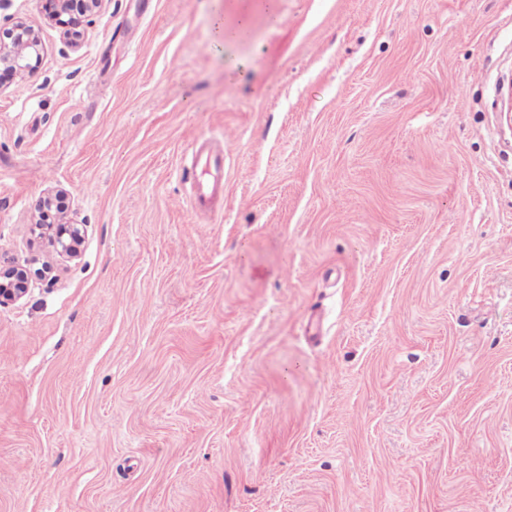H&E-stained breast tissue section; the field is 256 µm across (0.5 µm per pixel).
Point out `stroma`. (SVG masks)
I'll list each match as a JSON object with an SVG mask.
<instances>
[{
  "label": "stroma",
  "instance_id": "1",
  "mask_svg": "<svg viewBox=\"0 0 512 512\" xmlns=\"http://www.w3.org/2000/svg\"><path fill=\"white\" fill-rule=\"evenodd\" d=\"M19 20L0 512H512V0H104L76 47ZM7 30L11 41H0V68L16 75L32 72L42 55L38 29L25 21H18ZM198 163H195L193 174L196 184L195 208L196 210H207L214 195L222 187L224 180V152H209L205 158L203 172L207 175L206 179H201L197 173ZM36 234L47 237L54 246L56 252L70 259L78 257V246L84 236V225L74 223L64 224H35ZM24 273L28 277L27 272L23 269L8 268L0 270V305L4 302L20 299L26 293L27 288L16 287L17 284L27 283L19 280V277H23Z\"/></svg>",
  "mask_w": 512,
  "mask_h": 512
}]
</instances>
